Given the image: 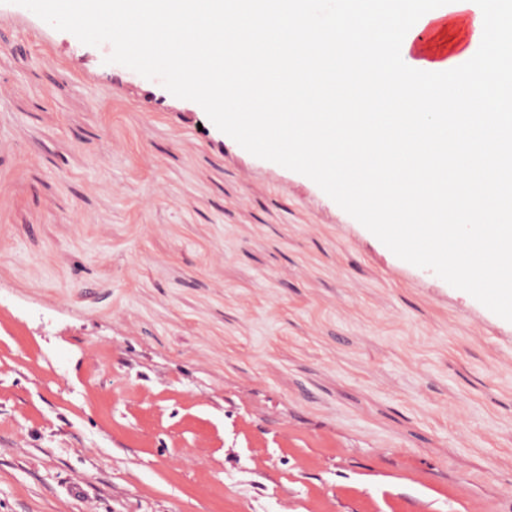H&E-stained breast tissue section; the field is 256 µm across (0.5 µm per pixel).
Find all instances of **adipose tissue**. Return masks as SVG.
<instances>
[{"label":"adipose tissue","instance_id":"adipose-tissue-1","mask_svg":"<svg viewBox=\"0 0 512 512\" xmlns=\"http://www.w3.org/2000/svg\"><path fill=\"white\" fill-rule=\"evenodd\" d=\"M121 17L193 94L248 104L254 128L293 109L283 160L344 171L341 190L389 217L402 251L447 261L413 246L419 227L512 266V211L496 204L511 174L512 0H97L75 15L99 30ZM285 79L295 97L280 96Z\"/></svg>","mask_w":512,"mask_h":512}]
</instances>
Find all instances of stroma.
Masks as SVG:
<instances>
[{"instance_id":"obj_1","label":"stroma","mask_w":512,"mask_h":512,"mask_svg":"<svg viewBox=\"0 0 512 512\" xmlns=\"http://www.w3.org/2000/svg\"><path fill=\"white\" fill-rule=\"evenodd\" d=\"M111 52L0 0V512H512V322Z\"/></svg>"}]
</instances>
